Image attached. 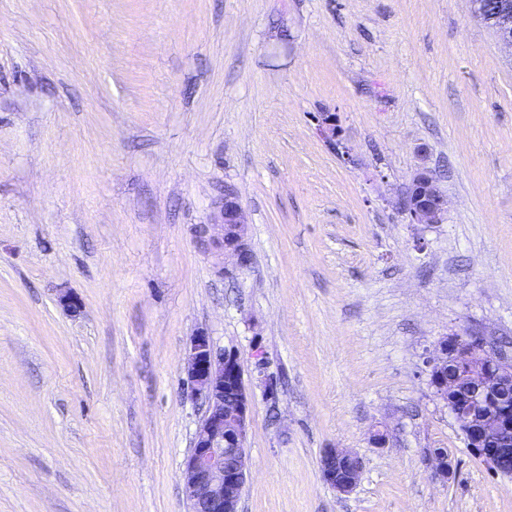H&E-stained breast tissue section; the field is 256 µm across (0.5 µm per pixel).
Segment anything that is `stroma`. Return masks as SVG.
<instances>
[{
  "instance_id": "obj_1",
  "label": "stroma",
  "mask_w": 512,
  "mask_h": 512,
  "mask_svg": "<svg viewBox=\"0 0 512 512\" xmlns=\"http://www.w3.org/2000/svg\"><path fill=\"white\" fill-rule=\"evenodd\" d=\"M423 163L441 224L398 208ZM465 328L512 356V55L469 0H0V512H191L200 331L251 399L240 512H512L423 371ZM247 216L236 192L224 191V205L207 236H200L206 249L217 250L222 254V274L234 278L247 271L252 263V254L247 239ZM210 232V233H208ZM321 475L339 493H350L362 472L360 457L340 448L326 449L320 459ZM426 461L432 472L439 478H448L456 469L453 456L446 448L428 449Z\"/></svg>"
}]
</instances>
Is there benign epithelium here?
<instances>
[{
    "mask_svg": "<svg viewBox=\"0 0 512 512\" xmlns=\"http://www.w3.org/2000/svg\"><path fill=\"white\" fill-rule=\"evenodd\" d=\"M472 12L492 29L512 55V0H496L493 12L483 0H470ZM399 209L410 224H441L448 198L433 170L422 166L406 187ZM247 216L236 192L224 191V205L202 244L222 254V274L233 278L247 271L252 254ZM425 373L436 399L459 426L466 448L494 474L512 463V358L489 344L480 330L464 329L426 350ZM183 383L206 410L196 429L193 448L184 461L182 478L190 507L203 512H237L248 465L244 447L251 402L243 383L239 355L215 348L200 331L186 349ZM426 461L440 478L454 474L446 448L426 452ZM321 475L336 491L347 494L362 472L360 457L340 448L326 449Z\"/></svg>",
    "mask_w": 512,
    "mask_h": 512,
    "instance_id": "benign-epithelium-1",
    "label": "benign epithelium"
}]
</instances>
